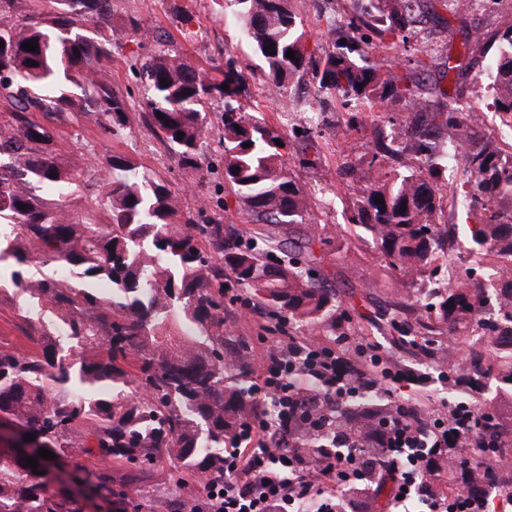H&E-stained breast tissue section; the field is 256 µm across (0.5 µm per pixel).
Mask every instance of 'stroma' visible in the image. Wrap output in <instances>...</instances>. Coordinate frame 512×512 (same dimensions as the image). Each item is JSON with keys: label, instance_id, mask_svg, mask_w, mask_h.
Returning <instances> with one entry per match:
<instances>
[{"label": "stroma", "instance_id": "stroma-1", "mask_svg": "<svg viewBox=\"0 0 512 512\" xmlns=\"http://www.w3.org/2000/svg\"><path fill=\"white\" fill-rule=\"evenodd\" d=\"M141 20L145 32L134 36L129 17ZM456 34L453 54L462 52L463 31L503 30L512 26V13L501 11L489 0H482L463 19L452 20ZM111 38L112 87L124 95L129 108L130 128L123 137L104 139L98 127L85 119H73L61 126L60 140L68 157H88L90 152L116 150L155 173L159 179L181 193L183 211L197 208L199 195H206L209 216L223 223L245 224L246 219L235 195L222 185L218 170L219 141L222 135L223 103L210 105L207 135L200 150L197 166L181 164L178 156L164 148L145 123L140 102L143 88L132 67L140 59L166 50L186 64L214 72L223 67L225 51H232L240 66L260 70L261 58L240 38L235 27L226 25L219 0H112ZM259 108L266 120L287 142L288 161L302 183L318 202L314 211L324 243L323 268L330 285L340 289L345 319L334 336L324 337L316 329L301 331L281 326L272 308L249 288L233 286L224 296V326L229 338L243 343L252 359H259L272 346L287 345L290 339L327 340L348 358H357L359 343L365 342L390 361L401 381L395 397L400 402L429 407L454 404L448 382L439 375L436 361L418 348L398 345L399 331L391 329L384 314L392 298L388 277L378 261V250L359 227L350 224V180L340 165L357 161L368 154L377 129H391L397 117L395 107H388L379 123H366L357 132H347L348 116L330 111L324 115L320 133L300 138L304 115L281 103L261 99ZM463 161H456L443 176L446 185L442 222L448 228L451 251L448 270L453 276L466 272L481 274L483 255L475 250L463 226L466 213L462 208L458 186L463 180Z\"/></svg>", "mask_w": 512, "mask_h": 512}]
</instances>
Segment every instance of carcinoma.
Here are the masks:
<instances>
[{
	"label": "carcinoma",
	"instance_id": "1",
	"mask_svg": "<svg viewBox=\"0 0 512 512\" xmlns=\"http://www.w3.org/2000/svg\"><path fill=\"white\" fill-rule=\"evenodd\" d=\"M359 2L345 43L333 40L317 52L306 49L292 0H224V12L240 21L264 62L258 74L244 72L229 51L218 76L163 52L141 65L143 116L188 166L197 164L206 136L207 104L224 101L222 177L253 224L246 230L198 223L166 182L121 153L80 162L60 150L54 124L70 114L94 122L105 138L129 126L103 33L112 0H50L52 11L34 9L18 23L5 13L12 0H0V97L10 105L0 112V263L11 262L16 287H0V304L22 302L20 319L38 333L25 353L0 348V416L35 436L22 444L56 455L36 457L35 472L22 457L0 456V512H84L68 488H52L40 475L61 458L105 461L78 473L99 494L117 497V512L146 496L165 459L199 484L224 478V442L272 412L251 395L248 351L224 339V273L288 322L336 333V289L322 287L311 197L276 145L281 134L241 103L251 81L309 112L336 103L350 131L386 104L401 106L403 139L380 132L370 159L360 160L350 223L374 242L395 279L391 309L416 346L480 330V347L453 387L479 403L493 391L496 405L479 412L480 427L512 438V276L504 274V262L512 263V153L473 142L468 132L482 104L512 127V26L485 41L494 49L489 84L472 87L465 102L461 86L450 93L441 79L425 84L434 55L416 23L427 17L448 29L433 0ZM310 6L326 33H335L323 0ZM31 39L34 52L23 49ZM391 41L402 56L398 72L376 55ZM440 65L444 77L453 72L460 80L467 71L449 48ZM452 146L464 160L466 215L475 219L469 238L490 262L480 280L426 288L423 277L446 260L440 180ZM406 150L418 168L401 161ZM79 191L84 222L55 202ZM61 266L73 277L60 278ZM390 412L379 397L360 398L341 421L362 435ZM298 442L308 456L318 454L317 436L301 430ZM468 472L474 490L492 476L476 457Z\"/></svg>",
	"mask_w": 512,
	"mask_h": 512
}]
</instances>
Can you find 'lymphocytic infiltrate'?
<instances>
[{
	"label": "lymphocytic infiltrate",
	"instance_id": "f902f5d3",
	"mask_svg": "<svg viewBox=\"0 0 512 512\" xmlns=\"http://www.w3.org/2000/svg\"><path fill=\"white\" fill-rule=\"evenodd\" d=\"M383 362L363 348L354 364L318 341L272 348L253 368L251 392L276 413L243 425L224 451L223 480L202 488L191 512H302L309 500L316 512H336L344 486L372 476L391 482V512H489L488 494L473 491L455 467L458 450L474 445L475 404L427 410L399 403L362 437L339 424L337 412L366 390L393 398L397 377ZM300 427L327 436L316 459L297 444ZM365 446L380 449L379 469L362 465Z\"/></svg>",
	"mask_w": 512,
	"mask_h": 512
}]
</instances>
